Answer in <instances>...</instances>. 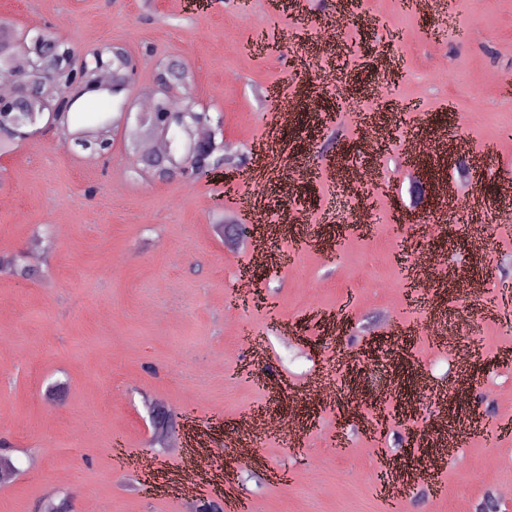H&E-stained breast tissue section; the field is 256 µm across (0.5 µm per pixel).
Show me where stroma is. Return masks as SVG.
Listing matches in <instances>:
<instances>
[{"label":"stroma","instance_id":"1","mask_svg":"<svg viewBox=\"0 0 512 512\" xmlns=\"http://www.w3.org/2000/svg\"><path fill=\"white\" fill-rule=\"evenodd\" d=\"M270 10L268 0H0L10 30L52 35L81 56L123 47L138 65L134 97L153 86L159 61L179 57L200 108L222 118L225 141L249 156L229 187L220 170L196 182L146 178L121 129L105 160L74 151L56 129L0 151V254L22 255L32 269L0 275V452L15 465L0 484V512H35L51 490L73 512H187L185 500L144 489L133 463L176 474L197 430L226 459L199 496L219 489L248 512H458L489 485L512 486V358L502 353L512 319L487 314L501 291L498 265L512 256V198L497 196L512 182V139L503 136L512 129V0H425L413 11L402 0H362L357 14L337 0H292L278 23L262 25ZM326 31L338 49L371 46L341 58L357 89L347 101L332 78L335 52L318 48ZM250 37L259 43L251 53ZM282 101L294 117L278 127ZM358 111L384 113L383 131L396 133L351 156L378 172L363 200L339 188L324 154ZM436 128L471 141L473 202L429 216L424 228H394L389 201L410 199L405 149ZM270 131L279 163L300 169L288 198L251 154ZM257 179L269 185L274 256L262 267L232 249L224 227L244 215L240 198ZM308 197V222L333 250L285 220ZM477 223L486 235L476 268L468 254ZM404 240L450 260L461 277L482 275V297L432 282L409 304ZM245 277L267 306L243 296ZM448 319L468 320L472 333L444 347L435 338ZM324 374L335 381L327 404L310 393ZM422 376L446 391L458 445L427 495L376 496L383 455L415 472L434 443L436 406L417 390ZM281 378L292 392L276 400ZM377 380L392 384L410 419L332 443L345 395ZM154 403L172 417L165 448L154 444ZM269 405L299 416L298 441L265 436L259 462L234 461L242 416ZM476 419L497 443L468 436Z\"/></svg>","mask_w":512,"mask_h":512}]
</instances>
